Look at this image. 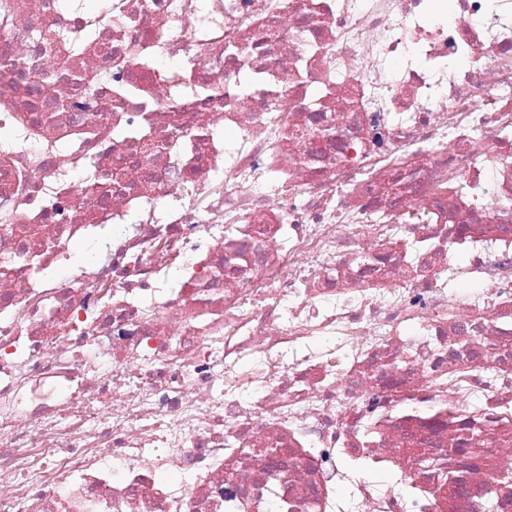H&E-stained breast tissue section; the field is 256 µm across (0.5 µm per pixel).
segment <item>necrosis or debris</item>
<instances>
[{
    "mask_svg": "<svg viewBox=\"0 0 512 512\" xmlns=\"http://www.w3.org/2000/svg\"><path fill=\"white\" fill-rule=\"evenodd\" d=\"M81 2L0 0V512H512V0Z\"/></svg>",
    "mask_w": 512,
    "mask_h": 512,
    "instance_id": "1",
    "label": "necrosis or debris"
}]
</instances>
